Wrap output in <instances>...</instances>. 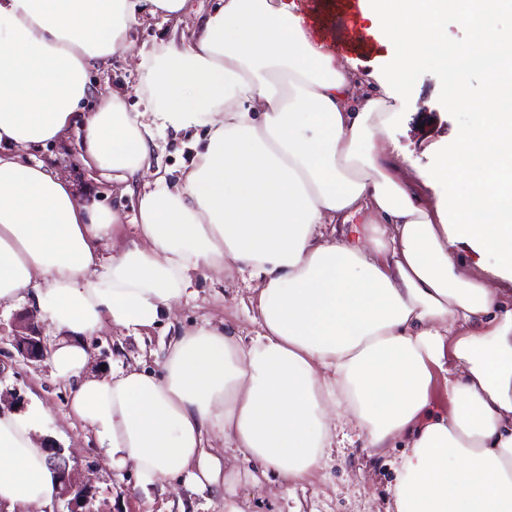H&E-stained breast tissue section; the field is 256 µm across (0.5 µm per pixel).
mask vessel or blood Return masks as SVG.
<instances>
[{
    "mask_svg": "<svg viewBox=\"0 0 512 512\" xmlns=\"http://www.w3.org/2000/svg\"><path fill=\"white\" fill-rule=\"evenodd\" d=\"M316 26H331L340 34L337 49L369 61L378 48L372 34L361 24V0H306Z\"/></svg>",
    "mask_w": 512,
    "mask_h": 512,
    "instance_id": "vessel-or-blood-1",
    "label": "vessel or blood"
}]
</instances>
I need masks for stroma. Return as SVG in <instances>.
<instances>
[{
    "label": "stroma",
    "instance_id": "stroma-1",
    "mask_svg": "<svg viewBox=\"0 0 512 512\" xmlns=\"http://www.w3.org/2000/svg\"><path fill=\"white\" fill-rule=\"evenodd\" d=\"M170 36L167 24L147 20L133 25L126 57L114 59L107 71L92 74L98 93L107 95L112 89H122L127 110H143V73L136 64L140 55L150 54ZM467 120L465 110L449 106L443 79L428 67L416 75L393 136L411 161L425 167L433 161L437 147ZM80 153V138L74 130L64 140L33 151L37 158L53 160L57 171L70 179L78 197L93 194L102 205L119 213L121 241L135 239L138 195L120 194L110 179L84 166ZM253 284L252 277L235 272L195 276L190 297L141 335L130 336L107 327L88 339L89 371H99L115 359L158 369L170 336L178 328L227 323L243 339L254 337L259 325L250 304ZM28 317L39 326L43 344L53 340L50 322L33 300L0 305V407L20 410L34 396L43 402L51 417L46 442L80 463L81 478L91 493L92 512H224V496L220 493L199 495L178 481L156 483L144 493L135 490L134 473H126L121 480L113 478L94 440L70 415V384L54 377L48 358L28 360L16 350L18 327ZM208 445L215 454L224 455L233 475L231 487L246 502L248 512H292L296 507L301 512H391L393 508L389 488L395 472L391 462L403 448L398 445L386 453L372 454L355 425L340 424L336 445L329 449L324 468L285 492L270 481L252 485L248 474L254 471V463L235 449L225 448L222 433L212 432Z\"/></svg>",
    "mask_w": 512,
    "mask_h": 512
}]
</instances>
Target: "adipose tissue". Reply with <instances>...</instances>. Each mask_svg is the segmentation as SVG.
Segmentation results:
<instances>
[{"mask_svg":"<svg viewBox=\"0 0 512 512\" xmlns=\"http://www.w3.org/2000/svg\"><path fill=\"white\" fill-rule=\"evenodd\" d=\"M504 0H365L396 54L362 93L296 0H219L191 36L142 57L148 105L90 80L129 48L140 15L181 22L188 0H0V304L34 300L55 330L50 361L73 383L115 476L196 492L227 478L215 428L261 476L320 470L347 417L380 453L400 439L394 512H512V31ZM467 28L449 44L448 20ZM435 64L470 114L433 164L406 179L388 146L417 72ZM480 69L485 97L464 79ZM207 135L177 180L153 170L157 137ZM316 136H307V128ZM81 133L87 167L124 184L152 173L135 242L116 211L80 202L31 147ZM366 218L355 242L339 234ZM491 254L461 271L456 244ZM254 273L261 327L243 343L179 331L159 370L87 369L105 325L135 334L188 295L194 275ZM450 405L430 406L434 373ZM49 412H0V512H52L58 483L36 443Z\"/></svg>","mask_w":512,"mask_h":512,"instance_id":"adipose-tissue-1","label":"adipose tissue"}]
</instances>
